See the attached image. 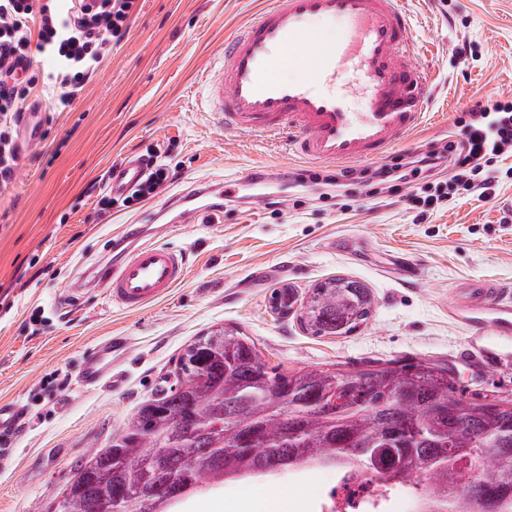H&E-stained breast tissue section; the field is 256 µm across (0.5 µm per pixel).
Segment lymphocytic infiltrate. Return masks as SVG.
Listing matches in <instances>:
<instances>
[{
	"label": "lymphocytic infiltrate",
	"instance_id": "1",
	"mask_svg": "<svg viewBox=\"0 0 512 512\" xmlns=\"http://www.w3.org/2000/svg\"><path fill=\"white\" fill-rule=\"evenodd\" d=\"M139 0H98L95 10L64 7L62 0H0V190L8 188L24 165L17 145L20 114L34 92H42L58 111L72 106L78 91L99 69L113 45L127 36ZM46 56L49 68L30 69L32 53ZM461 138L442 150L412 155L405 166L381 164L371 170L366 196L420 186L410 206H440L464 194L483 200L496 195L491 173L497 159L512 152V101L487 99L468 111ZM457 170L451 180L434 182L446 160Z\"/></svg>",
	"mask_w": 512,
	"mask_h": 512
}]
</instances>
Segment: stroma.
<instances>
[{"mask_svg":"<svg viewBox=\"0 0 512 512\" xmlns=\"http://www.w3.org/2000/svg\"><path fill=\"white\" fill-rule=\"evenodd\" d=\"M263 0H141L130 33L112 47L98 74L66 112L42 105V136L29 161L0 192V400L23 411L18 432L1 431L0 512H53L93 446L122 432L139 405L172 374L197 337L229 329L250 336L263 359L287 370L378 362L427 361L448 367L461 388L490 398L512 396V361L470 355L466 329L449 315L473 296V284L512 288V155L499 163L498 197L459 198L436 211L408 208L401 194L360 200L361 185L328 198L292 188L278 205L263 200L275 179L249 185L260 167L310 170L286 141L260 132L224 134L213 123L201 80L224 39L249 21ZM420 58L434 79L423 125L388 155L426 152L457 139L465 112L487 98L512 99V0H403ZM471 46L470 57L452 52ZM160 151L178 176L132 207L98 212L86 186L127 154ZM223 188L221 210L194 224L175 223L167 204ZM172 225L164 245L186 251L187 278L138 312L96 293L69 300V290L111 263L112 241L126 225L152 231ZM347 278L369 291L372 310L353 333L316 336L304 318L313 289ZM295 294L280 314L274 290ZM41 311L44 321L32 325ZM125 336L131 352L123 382L86 390L80 361L100 338ZM328 476L282 472L239 488L189 495L176 512H312Z\"/></svg>","mask_w":512,"mask_h":512,"instance_id":"stroma-1","label":"stroma"}]
</instances>
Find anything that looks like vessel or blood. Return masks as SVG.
Masks as SVG:
<instances>
[{"label":"vessel or blood","mask_w":512,"mask_h":512,"mask_svg":"<svg viewBox=\"0 0 512 512\" xmlns=\"http://www.w3.org/2000/svg\"><path fill=\"white\" fill-rule=\"evenodd\" d=\"M322 22L344 36L324 45ZM298 71L293 80L282 70ZM431 76L415 51L413 24L401 0H266L224 41L205 75L206 99L218 128L287 138L289 152L315 163L348 166L380 162L424 116ZM360 95L366 109L352 112ZM146 164L129 154L113 164L107 185L126 194ZM187 275L181 253L155 242L137 243L117 264L95 271L89 284L108 302L135 312L167 296ZM471 333L481 356L512 358V302L496 286L450 311ZM130 344L121 336L97 341L78 368L82 388L118 385Z\"/></svg>","instance_id":"obj_1"}]
</instances>
